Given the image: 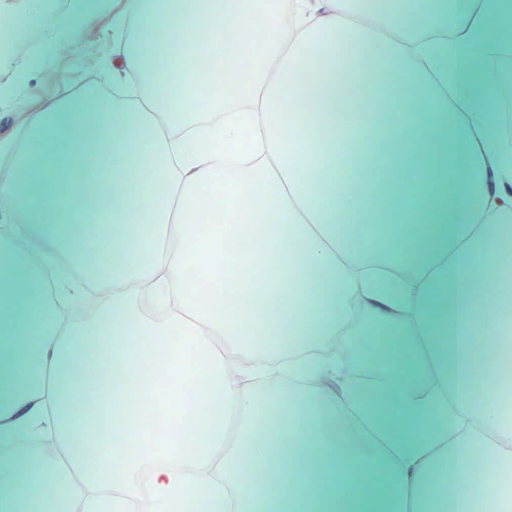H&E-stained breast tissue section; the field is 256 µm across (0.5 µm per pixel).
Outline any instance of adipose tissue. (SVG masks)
<instances>
[{
	"label": "adipose tissue",
	"mask_w": 512,
	"mask_h": 512,
	"mask_svg": "<svg viewBox=\"0 0 512 512\" xmlns=\"http://www.w3.org/2000/svg\"><path fill=\"white\" fill-rule=\"evenodd\" d=\"M270 10L125 0L110 73L130 92L44 101L0 136V512L62 484L82 512L122 489L112 512H128L144 470L148 512H473L458 460L512 471V382L486 349L512 348V151L483 76L512 43V0H293L254 27ZM411 12L427 27L404 25ZM201 27L224 45L220 96L190 66ZM381 74L402 98L424 88L430 110L369 111ZM219 140L245 156L223 182ZM217 193L213 225L201 201ZM90 215L112 227L105 271L74 231ZM247 216L266 226L265 265L224 255ZM378 218L385 248L353 237ZM90 284L103 301L76 318ZM366 321L402 346L378 348L374 414L324 350Z\"/></svg>",
	"instance_id": "ef3b65f1"
}]
</instances>
